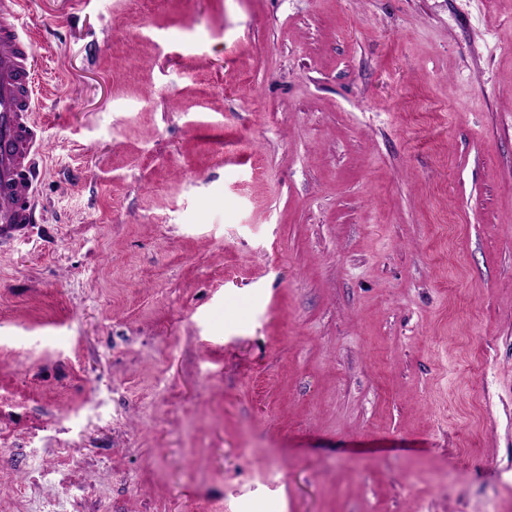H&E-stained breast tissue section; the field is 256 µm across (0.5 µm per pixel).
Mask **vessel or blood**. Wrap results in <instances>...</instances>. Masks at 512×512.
<instances>
[{
  "mask_svg": "<svg viewBox=\"0 0 512 512\" xmlns=\"http://www.w3.org/2000/svg\"><path fill=\"white\" fill-rule=\"evenodd\" d=\"M22 6L23 0H0V245L25 239L35 222V42Z\"/></svg>",
  "mask_w": 512,
  "mask_h": 512,
  "instance_id": "b4317fda",
  "label": "vessel or blood"
}]
</instances>
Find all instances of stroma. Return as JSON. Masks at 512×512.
Returning a JSON list of instances; mask_svg holds the SVG:
<instances>
[{
  "label": "stroma",
  "instance_id": "obj_1",
  "mask_svg": "<svg viewBox=\"0 0 512 512\" xmlns=\"http://www.w3.org/2000/svg\"><path fill=\"white\" fill-rule=\"evenodd\" d=\"M0 512H512V0H25Z\"/></svg>",
  "mask_w": 512,
  "mask_h": 512
}]
</instances>
